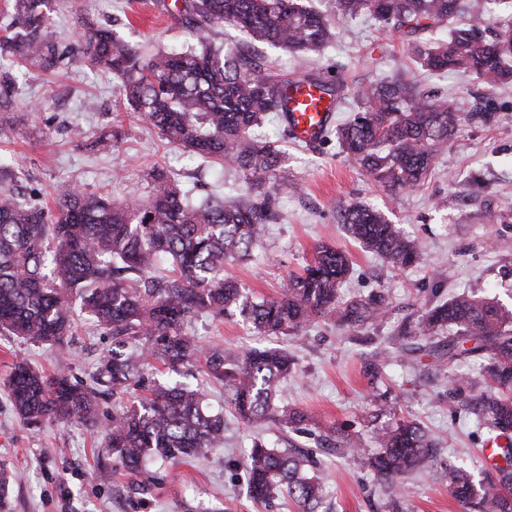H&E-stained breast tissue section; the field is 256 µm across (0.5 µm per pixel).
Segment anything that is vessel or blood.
Returning <instances> with one entry per match:
<instances>
[{
    "label": "vessel or blood",
    "mask_w": 512,
    "mask_h": 512,
    "mask_svg": "<svg viewBox=\"0 0 512 512\" xmlns=\"http://www.w3.org/2000/svg\"><path fill=\"white\" fill-rule=\"evenodd\" d=\"M286 108L293 137L311 144L322 139L333 118L327 96L305 84L289 89Z\"/></svg>",
    "instance_id": "vessel-or-blood-1"
}]
</instances>
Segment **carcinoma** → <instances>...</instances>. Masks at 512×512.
I'll return each mask as SVG.
<instances>
[{"label":"carcinoma","mask_w":512,"mask_h":512,"mask_svg":"<svg viewBox=\"0 0 512 512\" xmlns=\"http://www.w3.org/2000/svg\"><path fill=\"white\" fill-rule=\"evenodd\" d=\"M474 11L464 0H334L336 19L368 16L408 37L410 53L425 70L462 71L489 86L512 83V50L500 34L512 31V0H484ZM10 22L0 29V60L33 61L53 72L83 62L122 81L126 103L149 121L168 143L236 168L248 185L242 201L211 194L195 198L164 174L145 200L120 203L98 192L60 183L53 206L28 205L0 188V333L26 341L66 347L74 328L72 301L112 336L96 383L119 396L140 386L155 363L178 377L199 366L224 384L230 404L246 424L274 423L299 431L313 421L281 402V383L294 371L282 349H254L241 356L203 346L187 331L196 315H240L262 335H295L318 323L357 331L387 313L383 297L344 301L339 288L350 270L338 249L315 251L291 287L274 299L255 301L224 274L229 261L250 255L266 233L280 163L273 141L251 130L281 111L285 80L269 71L256 49L217 45L211 32L227 26L252 43L284 51L318 54L335 37L331 15L314 0H182L178 21L191 44L180 53L142 57L117 32L87 26L77 46L52 39L49 0H7ZM462 18L448 39L421 40ZM341 104L357 103L353 118L336 127L346 160L359 165L391 192L424 183L457 133L464 113L452 99H432L395 78L349 88L338 79L306 73ZM15 78L0 63V135L11 131ZM341 224L365 249L396 268L420 260L417 246L380 211L362 205L336 206ZM413 362L433 358L435 376L448 392L464 395L489 435L484 479L441 457L436 443L417 423L401 419L373 427L366 453L359 437L319 431L317 440L354 463L368 466L391 497L414 471L437 470L450 496L466 512H512V308L461 293L430 303L421 317L391 337ZM136 346L139 352H127ZM481 361L478 376L458 370ZM5 391L15 412L29 425L62 420L94 427L101 392L65 374L48 377L18 358ZM150 395L112 413L108 440L118 462L140 474L155 459L198 458L224 442V417L209 410L203 391L178 379L155 383ZM250 495L267 500L280 493L298 512H320L324 487L313 460L258 440L243 462Z\"/></svg>","instance_id":"cac0c4a2"}]
</instances>
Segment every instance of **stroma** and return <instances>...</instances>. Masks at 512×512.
I'll use <instances>...</instances> for the list:
<instances>
[{
	"label": "stroma",
	"mask_w": 512,
	"mask_h": 512,
	"mask_svg": "<svg viewBox=\"0 0 512 512\" xmlns=\"http://www.w3.org/2000/svg\"><path fill=\"white\" fill-rule=\"evenodd\" d=\"M50 24L57 41L78 40L84 22L116 29L142 55L180 50L189 36L175 17L174 0H51ZM263 51L274 72L296 77L322 71L348 86L370 85L396 76L434 97H456L474 118L448 142L432 175L414 190L389 192L340 153L335 136L313 147L282 139L276 171L274 216L266 238L250 260L227 266L256 298L276 296L289 285L318 246L346 252L351 271L340 294L360 300L384 293L385 320L351 334L318 324L292 336L271 338L250 330L240 317L195 316L188 327L203 345L240 355L253 348L279 347L295 359L296 372L282 383L290 407L307 411L324 427L368 435L370 415L385 421L414 419L438 440L442 457L463 460L473 473L483 469L486 435L460 398L433 373L407 363H389L380 378L365 366L382 359L390 336L417 318L426 304L465 292L512 305V86L491 88L462 72L430 73L408 55L400 36L370 19L339 24L338 38L321 54L296 55L271 46ZM16 109L0 155L11 158L0 185L21 201L44 203L51 186L68 181L108 193L114 202L144 199L153 170L176 178L192 192L244 193L232 169L202 161L164 141L140 117L127 114L119 79L74 64L55 72L26 65L16 72ZM490 120H481V113ZM82 127L85 142L69 129ZM119 131L118 145H101L100 135ZM383 208L414 240L420 260L395 269L352 240L336 220L337 204ZM60 356L46 345L0 334V465L10 474L0 512H297L283 496L257 502L248 495L243 459L256 436L271 445L313 451L332 512H392L373 472L353 465L315 436L268 426L255 433L224 401V389L206 385L212 412L224 417V443L200 458L156 461L142 475L125 471L109 446L106 425L132 396L99 399L100 429L77 424L23 422L4 388L15 358L47 375L88 382L112 338L78 315ZM401 512H461L448 485L433 471L406 476Z\"/></svg>",
	"instance_id": "1"
}]
</instances>
